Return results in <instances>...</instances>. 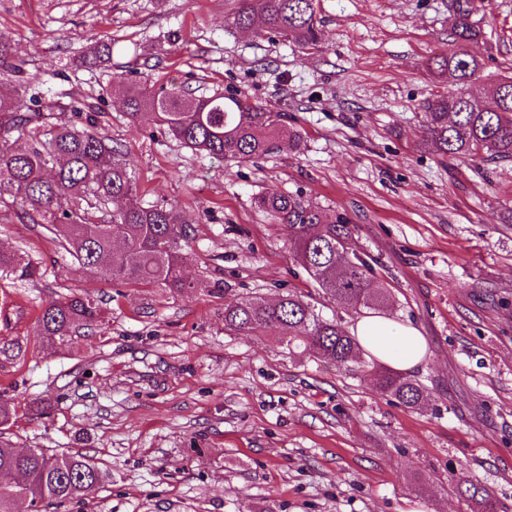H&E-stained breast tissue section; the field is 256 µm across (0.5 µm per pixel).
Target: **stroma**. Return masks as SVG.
Wrapping results in <instances>:
<instances>
[{
	"mask_svg": "<svg viewBox=\"0 0 512 512\" xmlns=\"http://www.w3.org/2000/svg\"><path fill=\"white\" fill-rule=\"evenodd\" d=\"M460 0H317L321 41L236 29L239 0H0V33L58 121L97 105L143 203L190 220L193 281L223 295L176 294L82 269L52 235L0 207V251H26L25 279L0 270V395L17 408L16 449L82 452L110 479L56 512H478L475 483L512 512V163L440 157L424 143L423 105L451 93L430 58L455 51ZM486 38L468 85L484 96L512 67V0H484ZM112 43L102 68L73 64ZM210 96L225 87L291 115L297 154L227 160L192 152L122 101L129 85ZM298 193L346 214L371 259L384 314L427 340L409 372L424 402L377 390L370 369L334 366L262 336L224 330L226 304L308 295L351 328L357 315L316 293L285 235L254 205ZM90 294L102 319L67 344L37 335L39 311ZM52 402L36 416L27 406Z\"/></svg>",
	"mask_w": 512,
	"mask_h": 512,
	"instance_id": "1",
	"label": "stroma"
}]
</instances>
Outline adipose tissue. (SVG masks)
Segmentation results:
<instances>
[{
	"instance_id": "ef3b65f1",
	"label": "adipose tissue",
	"mask_w": 512,
	"mask_h": 512,
	"mask_svg": "<svg viewBox=\"0 0 512 512\" xmlns=\"http://www.w3.org/2000/svg\"><path fill=\"white\" fill-rule=\"evenodd\" d=\"M353 332L364 355L398 371L414 368L425 355V339L415 327L382 315L361 317Z\"/></svg>"
}]
</instances>
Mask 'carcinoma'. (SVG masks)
Listing matches in <instances>:
<instances>
[{"mask_svg": "<svg viewBox=\"0 0 512 512\" xmlns=\"http://www.w3.org/2000/svg\"><path fill=\"white\" fill-rule=\"evenodd\" d=\"M316 13V0H242L233 24L248 29L258 19L261 32L270 37L315 47ZM472 14L471 6L458 8L451 35L460 49L429 63L436 77L457 86L479 78L483 70V62L464 49L484 37ZM108 54L109 46L99 41L83 54L82 63L101 64ZM12 58L10 39L1 34L0 69L18 78L22 70ZM126 114L132 120L147 116L171 139L212 157L290 155L304 145L301 130L289 125L288 113L247 102L230 87L203 97L133 85L126 96ZM424 127L427 145L440 156L512 162V74L498 76L484 100L462 91L427 100ZM0 203L16 206L20 219L54 234L91 272L176 292L200 287L209 294H224L219 282L209 286L183 279L188 221L173 206L142 203L121 146L98 130L95 115L86 113L80 125L51 123L40 109L39 93L22 81L15 97L0 98ZM254 204L284 231L293 260L322 294L355 312L387 308L388 291L370 287L372 264L353 249L355 226L345 215L291 193L259 195ZM0 268L33 276L25 253L19 251H0ZM99 313L98 302L89 296L63 297L41 310L38 335L49 343L67 342L91 327ZM267 328L278 329L288 348L317 361L364 365L355 337L336 319L316 313L301 295L289 294L273 303L253 296L224 307L226 332L257 335ZM372 370L381 392L407 408L422 403L419 384L384 367ZM107 479L98 463L81 452H20L0 440V512H14L20 499L27 500L33 512H48L54 505L92 497ZM465 492L478 512H497L485 489L471 483Z\"/></svg>", "mask_w": 512, "mask_h": 512, "instance_id": "cac0c4a2", "label": "carcinoma"}]
</instances>
